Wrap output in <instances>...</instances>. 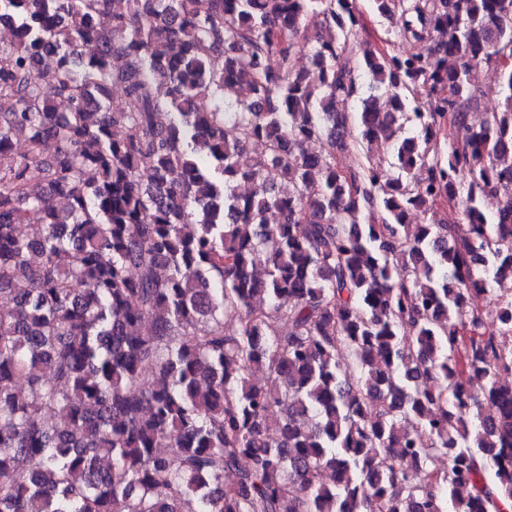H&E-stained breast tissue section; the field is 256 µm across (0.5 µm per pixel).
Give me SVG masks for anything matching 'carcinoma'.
<instances>
[{
  "mask_svg": "<svg viewBox=\"0 0 512 512\" xmlns=\"http://www.w3.org/2000/svg\"><path fill=\"white\" fill-rule=\"evenodd\" d=\"M124 2L0 0V512H506L512 0ZM475 84L485 92L474 104L470 112V121L479 125L490 112H495L498 105V97L495 90L498 85V71L492 67L481 64L474 74Z\"/></svg>",
  "mask_w": 512,
  "mask_h": 512,
  "instance_id": "1",
  "label": "carcinoma"
}]
</instances>
